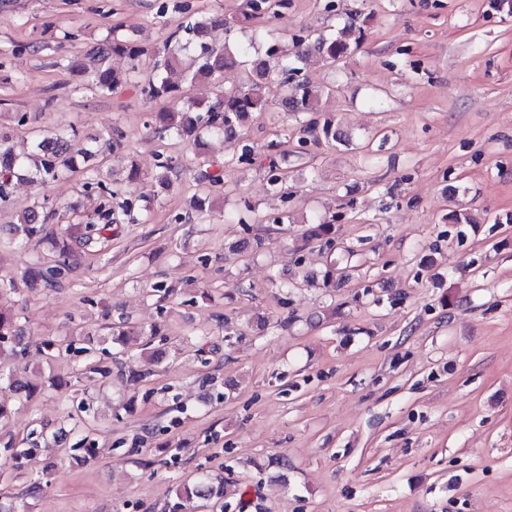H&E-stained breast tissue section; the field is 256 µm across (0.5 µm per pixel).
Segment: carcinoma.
<instances>
[{
  "label": "carcinoma",
  "instance_id": "1",
  "mask_svg": "<svg viewBox=\"0 0 512 512\" xmlns=\"http://www.w3.org/2000/svg\"><path fill=\"white\" fill-rule=\"evenodd\" d=\"M282 6L283 0H249L247 10L235 18L227 19L218 13L191 15L177 25L162 49L153 55L150 74L141 84V93L149 100H165L170 106L151 113L147 126L186 142L202 159L196 170L197 185L202 192L223 182L227 168L246 164L264 167L268 193L288 194V168L282 166L288 161V151L268 153L245 142L240 135L255 113L268 110L270 96L276 88L283 90L285 111L299 120V144L313 142L327 147L352 144L349 132L324 111V93L313 89L301 73L303 65L313 59L332 66L347 57L360 46L364 29L351 21L334 33L289 37L269 29H256L246 43L233 37V32L243 28L246 22L260 15H275ZM216 29L224 30V42L210 41V34ZM258 41L266 42L265 52L255 48ZM145 55L147 51L136 42L114 34L104 46L86 54L85 59L94 68L99 93L108 95L137 77L140 59ZM112 57L127 59L129 68L124 72L115 69L110 65ZM238 67L249 70V84L226 87L213 100L206 97L182 101L179 86L172 79L177 74L192 84L205 85L224 71ZM214 139L231 145L230 158L222 159L206 152ZM102 154L97 140H86L74 129L62 133L43 132L35 136L31 148L22 153L14 149L11 134L0 130V201L6 200L7 187L15 181L46 186L74 172L80 165L90 174L86 187L98 190L102 198L98 207L101 222L73 224L67 228L62 240L55 245L54 264L50 266L41 260L38 246L49 236L47 226L56 215L54 203L45 196L18 214L16 222L9 225L11 243L31 250L33 260L19 280L0 275V299L19 291L21 284L32 289L48 288L61 282L74 269L75 250L95 248L109 239L112 225L122 220L137 221L138 202H148L150 197L142 193L125 197L121 189L114 190L99 180L97 173ZM179 165L177 157H159L158 171L152 178L154 185L169 188L171 176ZM233 220L248 230L253 224L285 223V217L257 214L247 203ZM303 240L331 249L336 243L335 224L330 219L317 217L308 224ZM111 330L112 342L119 346L126 345L131 338L140 339V356L148 365H157L165 359V353L154 348L155 339L161 335L157 327L134 328L121 319L112 323ZM32 343L20 317L0 303V454L12 461L15 471L25 468L35 449L21 447L7 430L8 422L15 405L34 398L36 386L20 378L10 362L26 358ZM41 349L48 362L75 353H83L90 359L96 352L95 339L90 335L82 339L78 347L73 341L44 342ZM176 496V508L180 512H224V478L203 471L180 484Z\"/></svg>",
  "mask_w": 512,
  "mask_h": 512
}]
</instances>
